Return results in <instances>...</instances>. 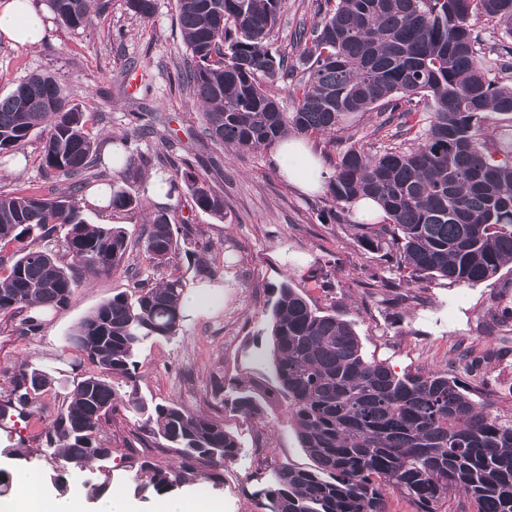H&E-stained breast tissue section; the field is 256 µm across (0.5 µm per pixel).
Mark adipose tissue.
Masks as SVG:
<instances>
[{"label": "adipose tissue", "mask_w": 512, "mask_h": 512, "mask_svg": "<svg viewBox=\"0 0 512 512\" xmlns=\"http://www.w3.org/2000/svg\"><path fill=\"white\" fill-rule=\"evenodd\" d=\"M45 15L32 0H0V37L20 47L38 45L46 33ZM287 155L301 160L300 166L283 169L288 183L306 194L324 190L330 172L306 141H280L273 157L279 161ZM0 512H86L85 494L76 488L58 495L44 486L37 471L21 469L14 474L11 493L0 497Z\"/></svg>", "instance_id": "obj_1"}]
</instances>
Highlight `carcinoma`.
Segmentation results:
<instances>
[{
    "mask_svg": "<svg viewBox=\"0 0 512 512\" xmlns=\"http://www.w3.org/2000/svg\"><path fill=\"white\" fill-rule=\"evenodd\" d=\"M317 21L294 32L301 77L273 49L287 0H177L186 46L181 71L201 109L211 140L237 154L263 150L298 133L333 136L357 112H373L378 127L396 124L400 141L373 153L353 146L341 153L329 183L338 207L363 197L377 201L384 224H357L365 248L392 264L399 288L430 279L473 286L512 265V140L490 142L481 122L488 112L512 115V85L496 72H512V0H316ZM71 29L90 28L105 8L74 0L75 10L48 0ZM149 19L155 0H126ZM480 12L499 26L486 43L470 17ZM288 85L292 112L271 92ZM44 133L42 166L75 179L71 197L0 192V243L16 245L0 276V316L33 306L60 307L87 280L107 276L124 262L128 236L118 224L94 225L74 196L99 179L94 160L103 143L85 129L83 113L69 105L52 76L33 74L0 99V152L22 148ZM197 208L224 216V196L190 171L181 175ZM108 206L137 205L116 182ZM67 262L41 245L57 229ZM178 250V229L164 213L145 228L143 252L155 269ZM180 276L150 285L136 280L81 320L68 341L95 367L76 384L24 359L15 368L4 407L43 415L41 395L60 386L65 400L41 432L43 452L61 463L55 482L89 472L91 495L108 487L103 462L112 448L103 421L121 407L139 424L142 439L171 448L179 468L139 456L129 460L142 487L169 494L192 478L214 485L238 461L237 438L222 420L172 400L139 395L138 354L149 341L182 330ZM270 312L269 360L288 422L313 461L305 469L275 464L258 491L264 512H387L386 493L399 490L414 512H438L448 490L465 494L475 512H512V423L490 414L469 384L448 371L394 372L370 361L351 323L321 311L283 282ZM213 400L245 416L262 411L258 393L239 389L224 399V378L211 382Z\"/></svg>",
    "mask_w": 512,
    "mask_h": 512,
    "instance_id": "obj_1",
    "label": "carcinoma"
}]
</instances>
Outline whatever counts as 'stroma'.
Wrapping results in <instances>:
<instances>
[{"label":"stroma","instance_id":"stroma-1","mask_svg":"<svg viewBox=\"0 0 512 512\" xmlns=\"http://www.w3.org/2000/svg\"><path fill=\"white\" fill-rule=\"evenodd\" d=\"M105 2L93 27L73 30L50 21L45 41L31 48L0 38V97L29 75H52L66 87L70 105L88 116L93 136L124 141L128 154L150 158V165L122 182L138 207L107 214L87 205L83 211L88 222L123 226L130 242V268L153 281L161 273L149 265L139 240L147 214L165 211L171 223L187 229L172 270L187 287L224 290L222 304L187 317L178 336L149 342L138 356V388L146 400H175L219 417L243 448L238 463L225 468L223 485L191 480L182 494L221 499L224 512H261V484L253 472L274 461L311 465L288 422L268 360L273 291L286 280L321 310L336 311L352 323L366 357L389 364L397 373L445 370L465 376V354L490 353L477 374L466 376L467 382L489 395L494 415L512 422V321L490 330L479 324L488 311H512V270L502 269L494 279L474 286L449 287L436 280L416 289L414 299L391 305V292L379 279L395 278L396 273L384 271L378 255L362 247L353 208L345 209L342 221L330 220L328 192H298L282 176L271 149L239 156L204 134L200 114L179 81L185 47L176 0H155L148 19L129 11L125 0ZM138 112L148 114L154 135L134 133ZM394 133V126L378 127L373 114L358 113L345 120L336 144L316 135L308 141L331 169L355 138L377 148ZM41 151L42 139L34 135L16 154L0 155V191L24 194L38 187L46 195L68 192L69 180L42 169ZM182 170L223 195V216L200 211L183 187L163 205L148 196L151 179ZM193 253L202 254L213 277L199 275L189 259ZM130 268L76 288L65 305L41 314L37 333H23L18 318L0 317V395L9 391L10 373L25 358L61 379L77 381L89 373L91 364L69 346L67 337L101 303L128 288ZM318 269L325 274L320 289L312 277ZM217 374L224 377L226 395L243 386L258 389L261 415L245 417L215 407L210 384ZM43 428L34 418L21 432L10 418L0 416V469H36L51 488L59 464L41 451ZM105 428L112 438L113 488L138 503L140 512H152L157 494L137 490L125 459L144 455L165 467L177 464L176 452L140 443L138 425L124 410L114 412ZM16 446L21 456L8 455V448Z\"/></svg>","mask_w":512,"mask_h":512}]
</instances>
